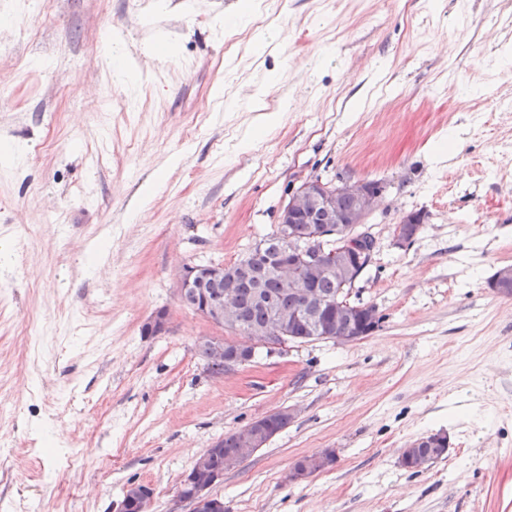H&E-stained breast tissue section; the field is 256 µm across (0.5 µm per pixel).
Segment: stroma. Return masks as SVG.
Segmentation results:
<instances>
[{"label": "stroma", "instance_id": "obj_1", "mask_svg": "<svg viewBox=\"0 0 512 512\" xmlns=\"http://www.w3.org/2000/svg\"><path fill=\"white\" fill-rule=\"evenodd\" d=\"M0 507L151 512L253 419L224 512H512V0H0ZM271 133L251 137L259 112ZM385 187L352 293L382 323L215 376L183 266L230 264L301 180ZM424 216L404 249L391 231ZM169 330L142 332L158 309ZM41 323L24 346L28 317ZM446 432L420 473L399 451ZM336 464L286 482L293 462ZM153 497L154 491L149 485L132 483L124 490L118 512H149Z\"/></svg>", "mask_w": 512, "mask_h": 512}]
</instances>
